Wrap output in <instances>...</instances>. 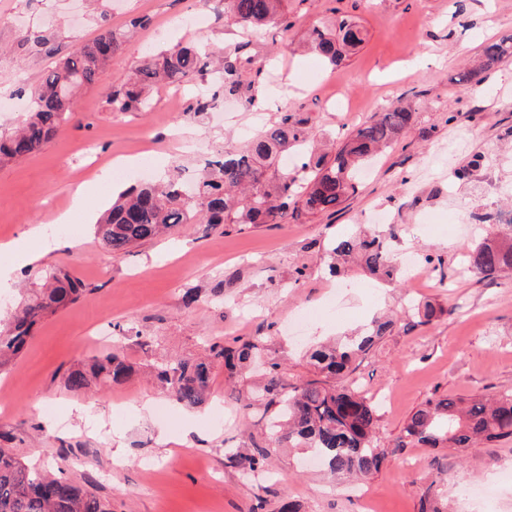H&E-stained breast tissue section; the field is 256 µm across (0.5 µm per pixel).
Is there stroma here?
<instances>
[{
    "instance_id": "stroma-1",
    "label": "stroma",
    "mask_w": 512,
    "mask_h": 512,
    "mask_svg": "<svg viewBox=\"0 0 512 512\" xmlns=\"http://www.w3.org/2000/svg\"><path fill=\"white\" fill-rule=\"evenodd\" d=\"M292 27L251 33L246 51L266 60L256 79L258 106L189 112L200 76L150 90L140 112H116L112 88L133 77L147 52L177 42L233 49L238 29L224 0H0V132L27 115L29 100L55 62L102 27L129 32L124 53L97 84L76 96L75 117L31 155L0 164V243L24 240L44 258L15 274L0 293L14 306L40 274L67 268L87 287L76 304L45 317L23 352L0 372V448L28 467L57 472L108 501L112 512H419L436 482L448 512L458 486L488 487L485 512H512V440L471 448H394L406 419L429 398L512 391V276L482 279L463 270L462 248L512 217V57L469 83L483 45L512 37V0H288ZM204 14L202 28L187 17ZM147 27L129 31L131 18ZM349 17L361 45L329 66L311 49L314 27ZM394 105L409 107V132L366 165L359 190L336 212L244 230L182 224L126 253L108 251L92 218L111 205L130 177L92 181L84 147L103 157L147 162L153 178L177 176L194 190L217 151L239 149L281 112L309 120L319 155ZM480 167H470L473 154ZM92 181L87 213L72 217L70 250L47 251L30 225L68 209L75 179ZM396 232L395 256H440L416 282L386 285L355 272L330 273V241L373 229L377 214ZM443 308L432 323L406 328L408 302ZM308 312L301 338L290 317ZM399 317L395 330L360 357L346 381L377 405L382 469L361 482L312 467L294 448L273 455L264 474L245 479L230 462L236 450L265 444L274 412L256 396L261 372L215 367L202 406L173 400L149 376L152 367L203 356L210 342L259 340L265 359L290 381L308 378L309 347L354 334L374 316ZM119 352L133 366L118 385L91 380L74 391L69 372ZM124 466H114L113 453Z\"/></svg>"
}]
</instances>
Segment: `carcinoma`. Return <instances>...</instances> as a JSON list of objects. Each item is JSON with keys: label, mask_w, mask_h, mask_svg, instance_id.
I'll return each instance as SVG.
<instances>
[{"label": "carcinoma", "mask_w": 512, "mask_h": 512, "mask_svg": "<svg viewBox=\"0 0 512 512\" xmlns=\"http://www.w3.org/2000/svg\"><path fill=\"white\" fill-rule=\"evenodd\" d=\"M224 14L245 30L266 25L288 34L290 22L284 0H224ZM313 49L329 65L344 59L338 44L356 47L363 41L360 27L348 19L338 31L315 27L309 35ZM126 40L110 28L80 44L74 52L51 67L32 97L28 118L12 133L0 134V162H10L39 150L62 131L75 110V96L93 86L112 59L123 54ZM480 69L491 70L504 58L512 57V39L483 46ZM218 73V91L198 98L195 113L211 109L217 98L237 100L253 107V84H244L242 74L260 75L262 67L239 46L218 55L202 45L177 43L144 57L135 78L113 89L109 101L117 112H139L147 105L146 89L173 83L206 70ZM414 112L395 106L364 123L347 135L332 158L320 156L301 163L295 172L272 178L268 166L309 140L308 120L296 113L280 119L250 141L243 151H226L209 163L193 198L183 196L179 182H140L118 195L111 210L97 224L96 233L113 252L154 239L180 224H207L240 230L255 224H281L301 213L319 214L334 210L358 191L355 173L375 153L404 136L412 127ZM394 232L351 233L336 238L331 249L336 261L357 262V266L390 284L404 276L386 242ZM467 271L494 279L512 274V224L471 246L464 247ZM85 285L66 269H52L39 292L24 298L0 319V368L17 357L33 336L34 327L59 308L78 302ZM392 320H374L363 334L345 342L321 347L310 354L316 377L296 383L286 380L279 363H267L263 396L282 420L269 443L253 452L230 459L242 466L247 477L262 471L278 448H307L317 455L330 473L360 481L377 473L388 452L375 444L379 419L373 401L361 390L342 382L356 360L368 353L394 329ZM261 358V345L254 341L214 342L208 354L198 360H176L155 368L162 389L189 407L207 398L212 368L216 364L234 373ZM132 372L120 355L112 353L94 359L86 371L70 373L73 389L88 385L89 377H103L114 383ZM512 438V392L493 400L438 396L428 399L406 420L394 441L396 448H469L480 440ZM0 512H112L107 501L64 478L34 472L11 452L0 448ZM420 512H442L440 498L428 485L420 497Z\"/></svg>", "instance_id": "cac0c4a2"}]
</instances>
